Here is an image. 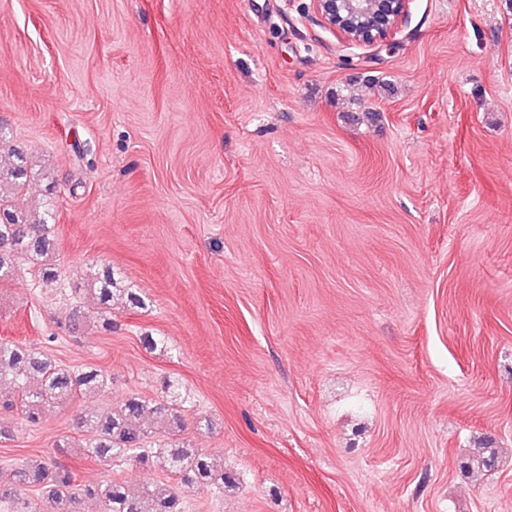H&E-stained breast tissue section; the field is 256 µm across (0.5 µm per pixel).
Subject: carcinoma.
Listing matches in <instances>:
<instances>
[{"label":"carcinoma","mask_w":512,"mask_h":512,"mask_svg":"<svg viewBox=\"0 0 512 512\" xmlns=\"http://www.w3.org/2000/svg\"><path fill=\"white\" fill-rule=\"evenodd\" d=\"M0 150L9 160L0 164V287L25 261L46 285L61 286L65 275L57 264L55 211L46 204L40 213L23 205L35 177L26 153L11 144L0 126ZM83 292L93 304V315L77 301L66 312L71 333L112 330V310L117 304L128 310L147 308L135 288H119L112 267L103 266L84 279ZM10 380L13 395H0V409L16 411L28 426L39 424L47 408L73 403L102 392L107 378L98 366L71 368L51 359L39 348L0 340V383ZM188 395L177 380L164 382L159 395L129 394L117 407L77 409L73 418L76 435L61 440L59 447L99 462L122 460L159 467L175 481L133 487L119 479L93 485L80 484L68 467L32 458L14 462L9 481L0 480V506L6 512H83L85 500L99 504L100 512H184L185 493L207 488H235L238 477L224 470V463L183 438Z\"/></svg>","instance_id":"obj_1"}]
</instances>
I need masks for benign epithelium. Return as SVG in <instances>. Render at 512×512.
Returning <instances> with one entry per match:
<instances>
[{
  "label": "benign epithelium",
  "mask_w": 512,
  "mask_h": 512,
  "mask_svg": "<svg viewBox=\"0 0 512 512\" xmlns=\"http://www.w3.org/2000/svg\"><path fill=\"white\" fill-rule=\"evenodd\" d=\"M412 0H311L322 25L345 40L386 46L407 17Z\"/></svg>",
  "instance_id": "benign-epithelium-1"
}]
</instances>
